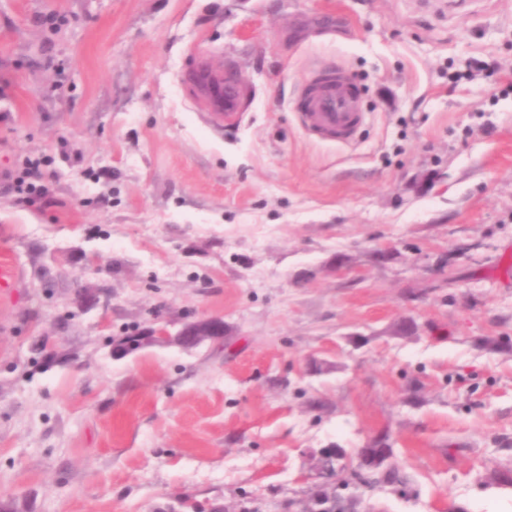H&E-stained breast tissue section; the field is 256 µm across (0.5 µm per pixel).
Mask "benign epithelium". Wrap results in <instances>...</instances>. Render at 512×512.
I'll return each mask as SVG.
<instances>
[{"label": "benign epithelium", "instance_id": "obj_1", "mask_svg": "<svg viewBox=\"0 0 512 512\" xmlns=\"http://www.w3.org/2000/svg\"><path fill=\"white\" fill-rule=\"evenodd\" d=\"M225 324L221 317H205L189 321L181 325L179 330L172 334L165 327L149 328L129 340L125 337L114 342L112 354L124 357L134 352L156 344H175L182 348L194 346L207 340L213 341L224 337Z\"/></svg>", "mask_w": 512, "mask_h": 512}]
</instances>
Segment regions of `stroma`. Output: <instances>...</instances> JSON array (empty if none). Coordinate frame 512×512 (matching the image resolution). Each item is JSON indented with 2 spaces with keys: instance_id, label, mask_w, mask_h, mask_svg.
Here are the masks:
<instances>
[{
  "instance_id": "35a3bbf8",
  "label": "stroma",
  "mask_w": 512,
  "mask_h": 512,
  "mask_svg": "<svg viewBox=\"0 0 512 512\" xmlns=\"http://www.w3.org/2000/svg\"><path fill=\"white\" fill-rule=\"evenodd\" d=\"M327 63L349 146L295 113ZM25 156L52 191L0 179V507L301 512L322 449L380 438L409 488L356 512H512V0H0V176ZM224 69L215 67L208 59H199L190 74L194 97L203 103L211 121L220 127L235 124L240 114L243 86L224 77ZM297 116L311 136L326 142L350 144L362 125L361 94L348 72L322 68L301 85ZM224 333L225 324L222 317H205L183 323L174 334L164 326H160L139 333L134 337L135 341L123 337L114 342L112 354L116 357H124L138 349L156 344H175L184 348L202 344L207 340L224 338Z\"/></svg>"
}]
</instances>
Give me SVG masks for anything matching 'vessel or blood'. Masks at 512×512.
<instances>
[{
    "mask_svg": "<svg viewBox=\"0 0 512 512\" xmlns=\"http://www.w3.org/2000/svg\"><path fill=\"white\" fill-rule=\"evenodd\" d=\"M190 86L215 125L236 123L243 88L225 78L222 68L199 59L190 74ZM297 116L311 136L344 145L354 141L365 118L361 94L351 76L333 68L319 69L302 83Z\"/></svg>",
    "mask_w": 512,
    "mask_h": 512,
    "instance_id": "obj_1",
    "label": "vessel or blood"
}]
</instances>
